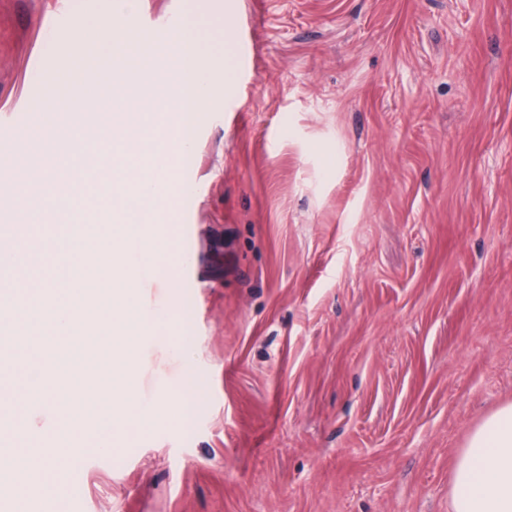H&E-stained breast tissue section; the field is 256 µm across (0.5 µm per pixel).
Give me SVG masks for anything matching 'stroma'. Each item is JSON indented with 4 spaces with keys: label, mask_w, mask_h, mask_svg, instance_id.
<instances>
[{
    "label": "stroma",
    "mask_w": 512,
    "mask_h": 512,
    "mask_svg": "<svg viewBox=\"0 0 512 512\" xmlns=\"http://www.w3.org/2000/svg\"><path fill=\"white\" fill-rule=\"evenodd\" d=\"M48 0H0V166L24 112L52 118L73 74L139 60L76 57L83 0L58 40ZM202 0L225 60L194 130L200 193L163 235L192 252L140 276L136 404L182 400L109 448L60 435L77 488L32 477L21 512H450L472 430L512 402V0ZM164 39L181 0H139ZM256 54L242 68L225 24ZM196 314L183 320L181 282ZM86 385L112 361L63 350Z\"/></svg>",
    "instance_id": "stroma-1"
}]
</instances>
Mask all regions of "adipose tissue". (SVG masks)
<instances>
[{
	"mask_svg": "<svg viewBox=\"0 0 512 512\" xmlns=\"http://www.w3.org/2000/svg\"><path fill=\"white\" fill-rule=\"evenodd\" d=\"M138 0H113L104 20L77 23L78 53L107 56L126 47ZM451 512H512V403L493 411L470 434L452 474Z\"/></svg>",
	"mask_w": 512,
	"mask_h": 512,
	"instance_id": "ef3b65f1",
	"label": "adipose tissue"
}]
</instances>
